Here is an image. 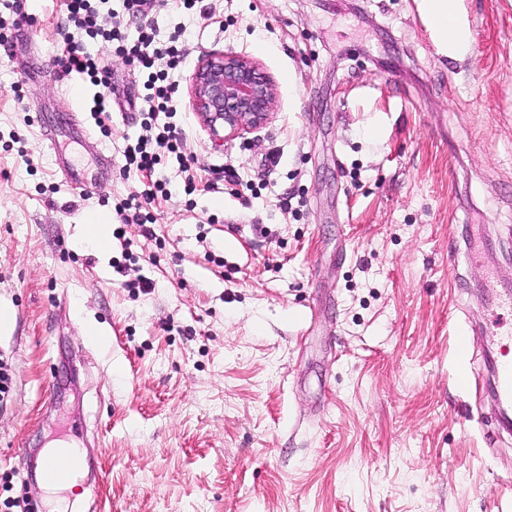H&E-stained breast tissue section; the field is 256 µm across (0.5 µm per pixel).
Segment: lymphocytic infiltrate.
I'll list each match as a JSON object with an SVG mask.
<instances>
[{
    "label": "lymphocytic infiltrate",
    "instance_id": "lymphocytic-infiltrate-1",
    "mask_svg": "<svg viewBox=\"0 0 512 512\" xmlns=\"http://www.w3.org/2000/svg\"><path fill=\"white\" fill-rule=\"evenodd\" d=\"M104 0H65L67 23L60 35L63 43L62 64L66 73H77L95 86L90 115L100 119L111 111L112 100L109 92L108 67L101 58L88 50L89 43H112L116 52L129 62L135 63L146 74V94L141 109V132L136 141L124 150V174L144 178L143 190L124 199L117 208L121 225L113 232L122 248H129L125 227L129 224L140 226L143 237H152L149 215L143 214L142 205L152 202L157 196H169L165 179L156 172L162 160L175 158L187 176L183 191L193 194L197 189L191 166L182 152L184 132L176 121L178 114L174 98L175 80L188 54L185 49L184 30L175 31L168 42L157 41L153 29L140 28L130 36L124 30L123 15L138 16L166 6L167 0H123V13L106 12L102 9Z\"/></svg>",
    "mask_w": 512,
    "mask_h": 512
}]
</instances>
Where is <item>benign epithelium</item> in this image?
<instances>
[{
	"label": "benign epithelium",
	"instance_id": "obj_1",
	"mask_svg": "<svg viewBox=\"0 0 512 512\" xmlns=\"http://www.w3.org/2000/svg\"><path fill=\"white\" fill-rule=\"evenodd\" d=\"M277 82L250 56L229 50L209 52L190 81L192 110L218 139L243 138L271 119Z\"/></svg>",
	"mask_w": 512,
	"mask_h": 512
}]
</instances>
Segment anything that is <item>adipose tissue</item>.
Instances as JSON below:
<instances>
[{"label": "adipose tissue", "mask_w": 512, "mask_h": 512, "mask_svg": "<svg viewBox=\"0 0 512 512\" xmlns=\"http://www.w3.org/2000/svg\"><path fill=\"white\" fill-rule=\"evenodd\" d=\"M419 9L436 44L449 57L468 49L472 38L461 0H420Z\"/></svg>", "instance_id": "1"}]
</instances>
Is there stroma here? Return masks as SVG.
I'll use <instances>...</instances> for the list:
<instances>
[{"label":"stroma","mask_w":512,"mask_h":512,"mask_svg":"<svg viewBox=\"0 0 512 512\" xmlns=\"http://www.w3.org/2000/svg\"><path fill=\"white\" fill-rule=\"evenodd\" d=\"M462 6L460 59L419 0H169L127 21L161 40L185 26L190 48L175 99L198 190L184 194L176 160L160 166L171 194L147 207L154 235L127 233L144 292L113 269L118 240H84L90 213L142 188L121 171L139 110L92 132L111 178L81 190L55 175L35 115H88L94 89L62 70V0H22L35 33L0 47L11 512H51L34 475L57 441L93 468L67 512H512L497 493L512 429L487 363L512 313L485 305L487 267L512 288V0ZM218 49L277 81L271 120L244 139H212L189 103ZM90 50L144 94L138 68ZM229 166L238 183L208 191Z\"/></svg>","instance_id":"obj_1"}]
</instances>
